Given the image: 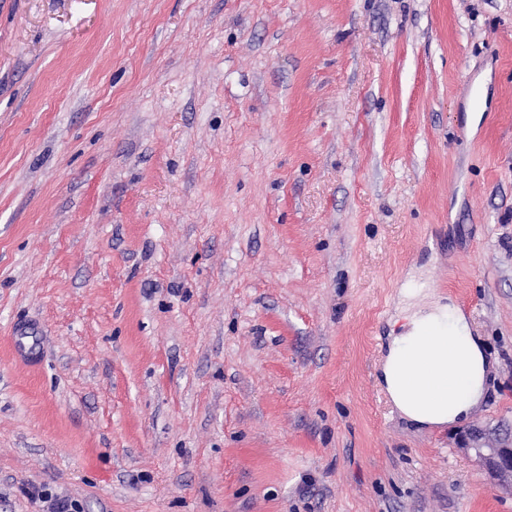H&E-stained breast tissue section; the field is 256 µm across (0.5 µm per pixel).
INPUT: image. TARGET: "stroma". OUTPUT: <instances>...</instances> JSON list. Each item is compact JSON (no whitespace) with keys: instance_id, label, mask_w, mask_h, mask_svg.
Here are the masks:
<instances>
[{"instance_id":"1","label":"stroma","mask_w":512,"mask_h":512,"mask_svg":"<svg viewBox=\"0 0 512 512\" xmlns=\"http://www.w3.org/2000/svg\"><path fill=\"white\" fill-rule=\"evenodd\" d=\"M492 362L380 379L404 285ZM512 0H0V512H512ZM398 310L407 329L392 336L381 378L396 409L434 427L470 415L481 402L491 363L479 337L451 302L422 288H402ZM464 450H473L476 459L490 480L512 477V439L485 429H469L458 435Z\"/></svg>"}]
</instances>
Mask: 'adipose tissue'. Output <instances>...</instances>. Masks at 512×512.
<instances>
[{"label":"adipose tissue","instance_id":"1","mask_svg":"<svg viewBox=\"0 0 512 512\" xmlns=\"http://www.w3.org/2000/svg\"><path fill=\"white\" fill-rule=\"evenodd\" d=\"M398 310L407 329L392 337L381 366L393 405L427 427L468 417L483 398L491 366L480 338L455 305L422 289L402 288Z\"/></svg>","mask_w":512,"mask_h":512}]
</instances>
